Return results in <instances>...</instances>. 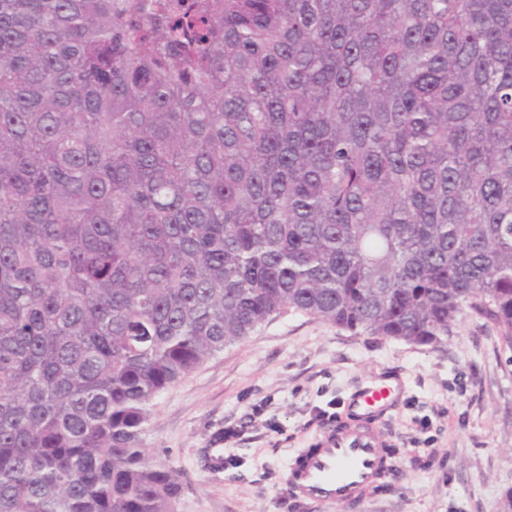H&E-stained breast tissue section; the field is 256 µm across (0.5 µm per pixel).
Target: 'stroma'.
I'll return each mask as SVG.
<instances>
[{"mask_svg":"<svg viewBox=\"0 0 512 512\" xmlns=\"http://www.w3.org/2000/svg\"><path fill=\"white\" fill-rule=\"evenodd\" d=\"M402 377L382 426L397 468L357 505L302 506L286 487L295 449L341 411L353 388ZM248 420L235 467L210 473L208 449ZM177 470V512H505L512 497V348L475 315L443 344L354 336L291 313L209 358L153 401L144 436Z\"/></svg>","mask_w":512,"mask_h":512,"instance_id":"1","label":"stroma"}]
</instances>
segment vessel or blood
<instances>
[{
    "instance_id": "b4317fda",
    "label": "vessel or blood",
    "mask_w": 512,
    "mask_h": 512,
    "mask_svg": "<svg viewBox=\"0 0 512 512\" xmlns=\"http://www.w3.org/2000/svg\"><path fill=\"white\" fill-rule=\"evenodd\" d=\"M401 383L359 387L342 420L323 428L312 447L297 450L286 473L291 497L305 506L365 500L390 461L379 428L394 408Z\"/></svg>"
}]
</instances>
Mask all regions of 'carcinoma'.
<instances>
[{
  "label": "carcinoma",
  "instance_id": "cac0c4a2",
  "mask_svg": "<svg viewBox=\"0 0 512 512\" xmlns=\"http://www.w3.org/2000/svg\"><path fill=\"white\" fill-rule=\"evenodd\" d=\"M289 311L512 346V0H0V512H176L153 400Z\"/></svg>",
  "mask_w": 512,
  "mask_h": 512
}]
</instances>
